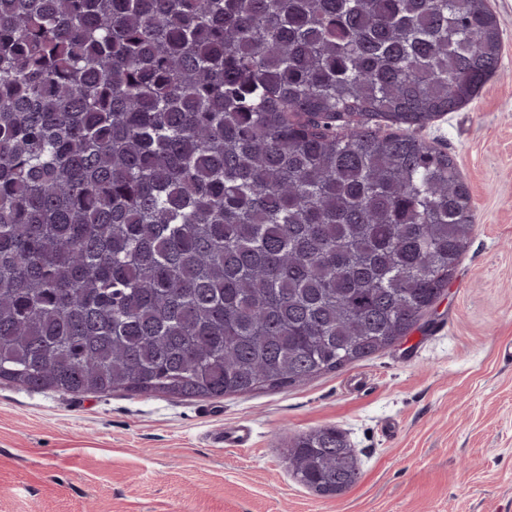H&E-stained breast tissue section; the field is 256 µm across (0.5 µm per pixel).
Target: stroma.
Wrapping results in <instances>:
<instances>
[{"label": "stroma", "mask_w": 512, "mask_h": 512, "mask_svg": "<svg viewBox=\"0 0 512 512\" xmlns=\"http://www.w3.org/2000/svg\"><path fill=\"white\" fill-rule=\"evenodd\" d=\"M496 76L417 135L456 161L477 228L399 345L279 390L212 400L63 395L0 383V512H512V0ZM248 425L247 447H214ZM342 430L360 479L320 496L292 437Z\"/></svg>", "instance_id": "obj_1"}]
</instances>
